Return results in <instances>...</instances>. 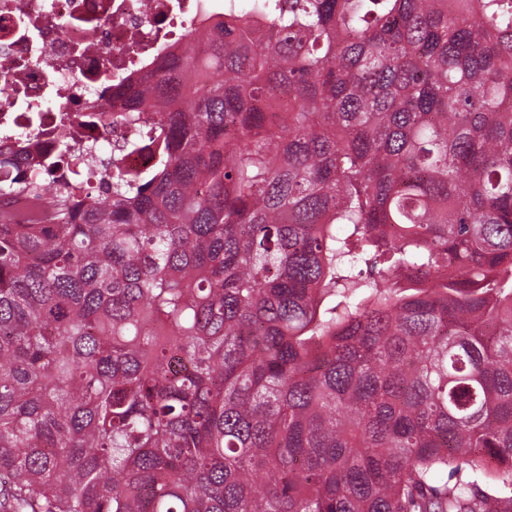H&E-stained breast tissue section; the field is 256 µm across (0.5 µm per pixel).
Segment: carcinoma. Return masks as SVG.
Segmentation results:
<instances>
[{"mask_svg":"<svg viewBox=\"0 0 512 512\" xmlns=\"http://www.w3.org/2000/svg\"><path fill=\"white\" fill-rule=\"evenodd\" d=\"M203 25L149 172L0 146V512H512V0Z\"/></svg>","mask_w":512,"mask_h":512,"instance_id":"cac0c4a2","label":"carcinoma"}]
</instances>
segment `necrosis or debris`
I'll list each match as a JSON object with an SVG mask.
<instances>
[{
    "mask_svg": "<svg viewBox=\"0 0 512 512\" xmlns=\"http://www.w3.org/2000/svg\"><path fill=\"white\" fill-rule=\"evenodd\" d=\"M224 14V0H0V141L29 150L32 164L73 180L53 153L57 140L135 138L116 126L139 77L178 62L187 30ZM123 77V94L112 91Z\"/></svg>",
    "mask_w": 512,
    "mask_h": 512,
    "instance_id": "1",
    "label": "necrosis or debris"
}]
</instances>
